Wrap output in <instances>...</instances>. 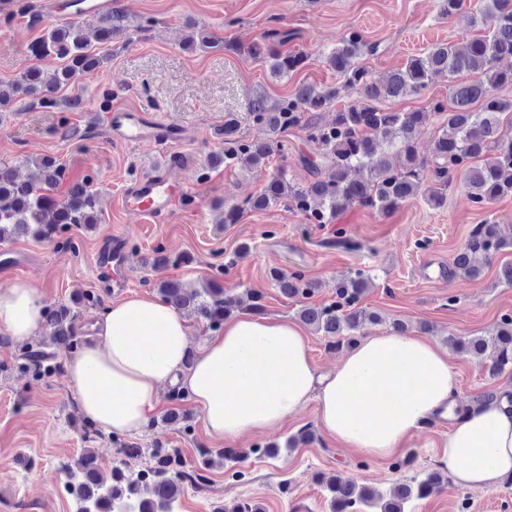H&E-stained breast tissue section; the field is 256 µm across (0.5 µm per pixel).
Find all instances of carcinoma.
<instances>
[{"instance_id":"1","label":"carcinoma","mask_w":512,"mask_h":512,"mask_svg":"<svg viewBox=\"0 0 512 512\" xmlns=\"http://www.w3.org/2000/svg\"><path fill=\"white\" fill-rule=\"evenodd\" d=\"M151 20L131 24L121 8L99 19L94 39L78 24H66L46 30L31 46L36 58L53 57L60 61L51 72L39 67L27 70L21 82L0 89V110L8 107L16 95L30 99L29 106L55 110L58 130L63 137L73 132L66 113L79 109V95H65L63 90L82 75L98 70L108 59L113 40L130 28L143 29ZM473 23L483 31L462 46L439 43L424 55L407 60L404 67L385 81L374 80L358 59L377 51L358 31L345 34L325 55V63L339 78L334 84H303L281 99L271 101L263 95L250 100L252 137L240 133L238 119L230 113L216 135L224 139V150L212 155L208 164L195 170L196 179L206 181L219 166L257 173L266 167L273 152L288 158L285 136L302 133L309 146L302 164L311 175L305 184L288 180V169L268 178L261 190L224 208L225 224H236L248 212L264 211L273 206L291 207L311 224H328L340 213L361 206L388 214L417 196L440 206L448 193V183L455 175L464 178L468 195L475 206L483 208L512 195V142L503 138L504 126L512 124V101L500 99L493 90L512 84V67L499 62L512 58V0H481ZM219 40L201 33L183 43L193 52L216 47ZM224 49L244 53L268 65L270 75L284 78L304 67L301 53H284L270 45L224 43ZM462 70L479 72L484 79L452 88L449 103L436 100L430 111L442 117L429 157L417 152V136L426 113L391 112L376 105L385 98L419 95L433 77ZM122 91L119 84L102 87L96 111L109 112L112 101ZM356 95L353 103L336 111L325 122L320 113L344 97ZM28 174L21 179L15 165L0 161V243L30 236L55 243L62 248L74 246L68 233L77 228L92 229L98 224V195L92 189L93 178L66 180V168L55 157L45 155L25 161ZM512 248V239L504 236L492 218L477 225L465 248L454 257L452 275L476 277L481 268L476 256L489 258ZM148 263L153 267H179L191 263L185 254L172 255L162 248L154 251ZM272 284L290 299L311 298L321 283L301 271H269ZM373 284V275L357 270L336 282V300L324 305L303 303L300 319L316 333L332 339V346H352L367 325L383 323V317L360 306L365 292ZM158 297L177 311L195 315L215 332L224 321L248 312L265 310L263 294L247 290L230 294L219 277L203 287L187 290L179 280L154 284ZM98 295L81 292L68 303L44 308L43 336L18 354L17 368L41 377L62 367V356L78 350L82 340L75 332L78 310L89 304L99 305ZM448 344L482 358L488 374L495 378L512 372V316L501 317L495 336H451ZM128 458L147 456L144 466L132 468L122 462L104 475L94 449L86 448L76 458L64 463L66 489L80 504L79 512H175L189 477L186 461L173 448H141L124 443ZM150 482H142L144 476ZM446 478L438 471L426 473L413 485L400 484L383 499L364 486L332 476L322 480L330 495L332 512H359L361 504L378 501L380 512H405L410 498L425 499L439 493Z\"/></svg>"}]
</instances>
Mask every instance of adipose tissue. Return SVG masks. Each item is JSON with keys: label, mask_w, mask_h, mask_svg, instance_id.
I'll return each mask as SVG.
<instances>
[{"label": "adipose tissue", "mask_w": 512, "mask_h": 512, "mask_svg": "<svg viewBox=\"0 0 512 512\" xmlns=\"http://www.w3.org/2000/svg\"><path fill=\"white\" fill-rule=\"evenodd\" d=\"M43 308L27 282H12L0 290V330L28 341L42 326ZM97 327L98 341L69 357L66 371L81 413L106 432L139 434L162 389L175 384L200 411L207 433L224 443L275 428L313 401L328 437L386 458L445 410L455 418L441 466L455 484L484 491L512 480V398L455 412L448 354L424 337H366L323 376L301 329L285 320H229L189 368V328L158 299L135 295L111 304Z\"/></svg>", "instance_id": "adipose-tissue-1"}]
</instances>
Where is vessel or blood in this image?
Segmentation results:
<instances>
[{
	"mask_svg": "<svg viewBox=\"0 0 512 512\" xmlns=\"http://www.w3.org/2000/svg\"><path fill=\"white\" fill-rule=\"evenodd\" d=\"M112 0H80L76 8L59 9L51 5L48 16L57 21H74L81 18L103 17L112 10ZM108 129L113 141L126 146L149 145L159 149L178 141L181 129L151 120L136 107L113 110L108 119ZM184 194L180 181L168 169H156L143 174L130 187L126 197V208L142 217L164 220L181 201ZM125 256L120 239H108L100 246L95 258L97 269L110 268L112 264L124 263Z\"/></svg>",
	"mask_w": 512,
	"mask_h": 512,
	"instance_id": "b4317fda",
	"label": "vessel or blood"
}]
</instances>
